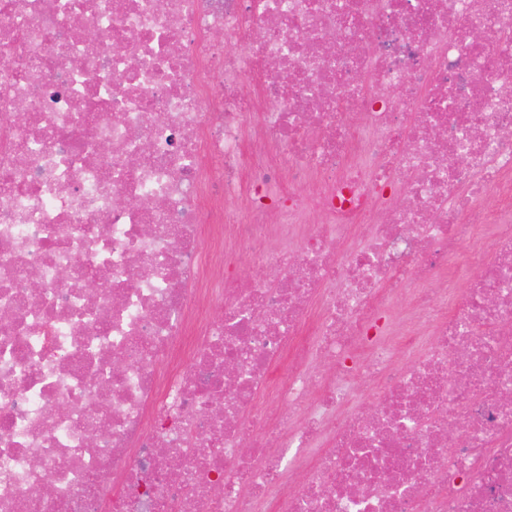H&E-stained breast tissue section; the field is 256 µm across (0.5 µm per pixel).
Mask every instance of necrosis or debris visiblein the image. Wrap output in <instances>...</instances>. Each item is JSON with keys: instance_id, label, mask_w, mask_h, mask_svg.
Masks as SVG:
<instances>
[{"instance_id": "necrosis-or-debris-1", "label": "necrosis or debris", "mask_w": 512, "mask_h": 512, "mask_svg": "<svg viewBox=\"0 0 512 512\" xmlns=\"http://www.w3.org/2000/svg\"><path fill=\"white\" fill-rule=\"evenodd\" d=\"M1 56L0 512H512V0H0Z\"/></svg>"}]
</instances>
